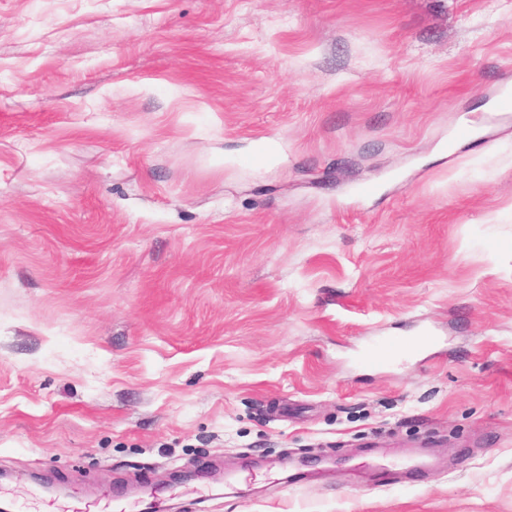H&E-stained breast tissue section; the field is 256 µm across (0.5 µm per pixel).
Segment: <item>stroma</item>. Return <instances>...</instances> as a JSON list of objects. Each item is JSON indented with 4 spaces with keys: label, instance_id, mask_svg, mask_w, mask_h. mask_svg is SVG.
Returning a JSON list of instances; mask_svg holds the SVG:
<instances>
[{
    "label": "stroma",
    "instance_id": "stroma-1",
    "mask_svg": "<svg viewBox=\"0 0 512 512\" xmlns=\"http://www.w3.org/2000/svg\"><path fill=\"white\" fill-rule=\"evenodd\" d=\"M506 90L512 0H0V491L512 512Z\"/></svg>",
    "mask_w": 512,
    "mask_h": 512
}]
</instances>
